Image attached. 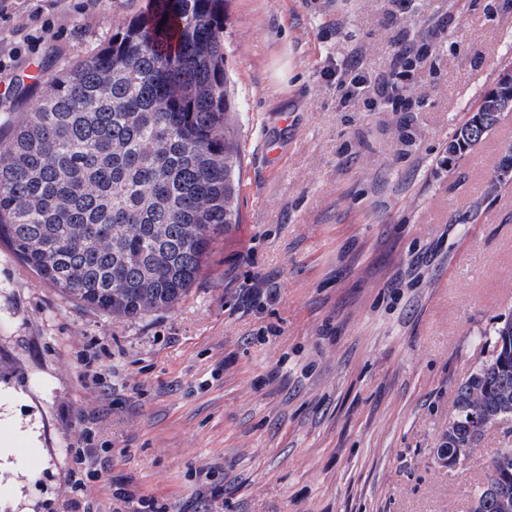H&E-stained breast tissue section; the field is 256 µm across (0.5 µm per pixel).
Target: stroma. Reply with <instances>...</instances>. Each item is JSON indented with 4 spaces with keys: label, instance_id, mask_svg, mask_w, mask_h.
I'll return each mask as SVG.
<instances>
[{
    "label": "stroma",
    "instance_id": "stroma-1",
    "mask_svg": "<svg viewBox=\"0 0 512 512\" xmlns=\"http://www.w3.org/2000/svg\"><path fill=\"white\" fill-rule=\"evenodd\" d=\"M151 6L11 0L0 125ZM224 14L242 222L188 296L112 318L0 244V512H61L91 410L110 449L91 497L121 512H467L501 439L452 468L437 448L485 334L512 313V178L490 188L512 112L472 152L448 143L512 68V0H226ZM424 37L401 105L340 106L337 64L360 51L380 84ZM84 350L108 392L85 383Z\"/></svg>",
    "mask_w": 512,
    "mask_h": 512
}]
</instances>
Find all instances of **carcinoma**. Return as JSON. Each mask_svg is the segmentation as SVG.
<instances>
[{
	"label": "carcinoma",
	"instance_id": "obj_1",
	"mask_svg": "<svg viewBox=\"0 0 512 512\" xmlns=\"http://www.w3.org/2000/svg\"><path fill=\"white\" fill-rule=\"evenodd\" d=\"M224 0H153L86 59L46 80L0 140V241L43 283L102 314L173 307L211 244L241 223L238 103L225 70ZM456 389L453 437L477 390L508 382L512 337L495 328ZM468 512L512 502V427Z\"/></svg>",
	"mask_w": 512,
	"mask_h": 512
}]
</instances>
